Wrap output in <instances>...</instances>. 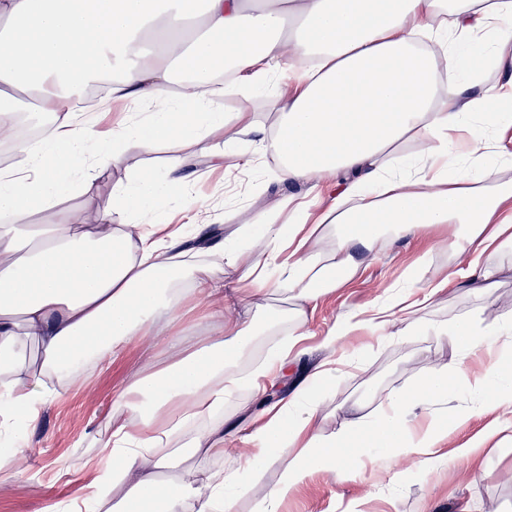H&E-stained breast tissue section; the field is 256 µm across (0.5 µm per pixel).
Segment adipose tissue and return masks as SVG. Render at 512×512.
<instances>
[{
    "mask_svg": "<svg viewBox=\"0 0 512 512\" xmlns=\"http://www.w3.org/2000/svg\"><path fill=\"white\" fill-rule=\"evenodd\" d=\"M490 66L497 81L481 78ZM273 75L276 132L249 107L218 110L226 95L263 94ZM176 83L183 89L175 95ZM19 91L52 120L37 140L16 141L24 164L0 171L2 214L56 204L125 154L184 138L205 143L214 167L223 166L225 147L258 140L278 159L275 179L306 187L285 199L287 223L250 217L264 265L233 244L211 250L213 265L237 273L232 292L199 276L181 238L142 229L170 188H179L180 208L197 207L176 169L117 184L112 209L89 230L74 218L0 225V408L27 423L51 383L77 384L84 364L158 339L160 314L177 318L191 300L211 321L201 343H170L169 362L147 365L118 395L108 420L112 461L91 467L88 483L105 488L113 512H235L252 472L277 452L287 453L288 467L258 512H283L299 484L317 471L344 473L361 448L435 464L447 425L421 431L410 419L445 401L452 377L468 373L476 411L491 423L461 455L512 441L500 423L512 415V379L483 363L494 342L512 337V319L434 327L461 340L460 358L431 371L419 390L390 393L376 417L352 418L330 435L319 429V394L338 348L395 321L400 334L420 330L409 284L333 319L318 344L323 358L256 416L243 438L251 452L236 468L200 486L160 479L223 451L235 433L225 406L287 379L309 333V306L351 281L359 250H372L386 231L416 237L450 226L447 249L473 245L478 257L436 271L423 301L451 286L490 298L494 268L484 255L512 244V179L503 176L512 167V0H0V137L14 128ZM218 129L223 143L209 144ZM409 141L424 150L400 155ZM324 224L340 227L327 254L312 243ZM283 289L292 311L270 308L259 322L236 310L237 293ZM288 320V338L251 358L253 338ZM32 346L41 355L33 368L25 358Z\"/></svg>",
    "mask_w": 512,
    "mask_h": 512,
    "instance_id": "adipose-tissue-1",
    "label": "adipose tissue"
}]
</instances>
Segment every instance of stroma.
I'll return each mask as SVG.
<instances>
[{"instance_id": "1", "label": "stroma", "mask_w": 512, "mask_h": 512, "mask_svg": "<svg viewBox=\"0 0 512 512\" xmlns=\"http://www.w3.org/2000/svg\"><path fill=\"white\" fill-rule=\"evenodd\" d=\"M246 149L254 158L250 172L235 169L203 173L195 186L202 206L189 214L184 226L187 242L207 236L209 246L226 241L248 245L249 233L242 213L269 212L278 224L286 222L287 211L276 204L290 193L300 192V185H282L270 178L276 158L262 153L256 144ZM201 145L172 142L157 153L128 154L113 165L91 188L82 194L63 196L55 207L34 208L17 217L25 224H52L69 216H78L84 224L97 223L110 210L113 188L127 182L143 168L178 166L196 169ZM445 229L432 236L396 238L379 242L362 265L358 275L336 294L327 298L314 313L311 324L324 331L333 318L371 307L384 289L400 286L413 279L426 287L429 274L420 270L419 259L430 253L433 267L455 261L466 265L470 254L452 257L435 250L436 240L444 238ZM498 267L491 281L493 300L486 301L464 288H448L419 311L422 332L398 336L386 343L367 336L347 343L345 351L362 362V369L351 375L329 378L321 394L318 424L327 434L335 433L353 415H375L391 392L417 387L430 368L447 365L460 353L459 344L447 336H436L433 325L471 318L484 325L512 318V246L494 258ZM163 364L168 360L166 344L136 346L110 366L92 370L82 387L59 389L56 396L40 406L36 425L12 421L13 435L0 438V446L10 447L22 439L21 475L0 472V512H40L46 499L76 500L87 495L88 459L109 456L107 420L112 404L121 390L132 382L146 360ZM478 394L464 382L448 393L446 404L436 406L432 415L421 419V426L452 416L456 410L470 411V418L448 434L442 448L443 463L435 472H427L413 459L387 461L378 450L352 463L339 478L313 474L298 486L283 507V512H344L346 507L358 512H512V446L485 448L462 457L458 454L471 437L482 431L488 420L473 414Z\"/></svg>"}]
</instances>
